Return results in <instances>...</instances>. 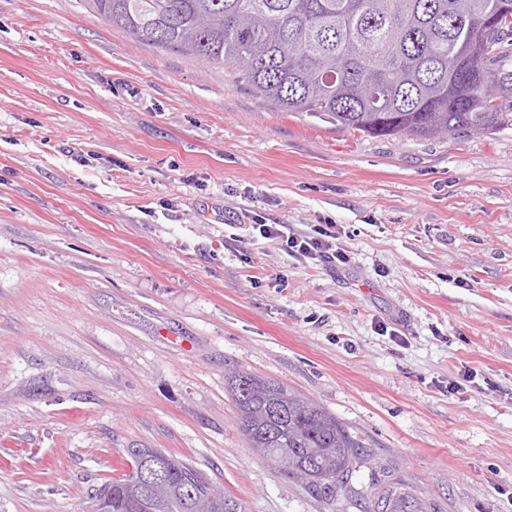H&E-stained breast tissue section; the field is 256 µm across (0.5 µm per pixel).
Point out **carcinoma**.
I'll list each match as a JSON object with an SVG mask.
<instances>
[{"label": "carcinoma", "instance_id": "obj_1", "mask_svg": "<svg viewBox=\"0 0 512 512\" xmlns=\"http://www.w3.org/2000/svg\"><path fill=\"white\" fill-rule=\"evenodd\" d=\"M114 28L162 49L227 64L235 82L287 112L326 119L369 137L427 139L512 127V22L489 29L506 0H84ZM497 87L489 100L484 87ZM229 385L241 432L262 458L289 476L301 448H328L336 478L310 486L327 497L353 471L363 442L319 405L246 372ZM169 465L170 489L128 484L129 474L96 490L112 512H213L241 504L191 464L158 448H130Z\"/></svg>", "mask_w": 512, "mask_h": 512}]
</instances>
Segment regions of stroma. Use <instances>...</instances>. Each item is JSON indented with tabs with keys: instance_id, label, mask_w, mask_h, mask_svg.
Instances as JSON below:
<instances>
[{
	"instance_id": "35a3bbf8",
	"label": "stroma",
	"mask_w": 512,
	"mask_h": 512,
	"mask_svg": "<svg viewBox=\"0 0 512 512\" xmlns=\"http://www.w3.org/2000/svg\"><path fill=\"white\" fill-rule=\"evenodd\" d=\"M341 230L287 255L250 216ZM365 444L334 500L239 429L228 378ZM131 448L246 512H512V129L373 138L255 98L82 0H0V512H90ZM252 222L254 224L249 226L258 229L264 239L276 241L287 254L334 266L348 261L346 250L339 241L341 233L329 219L324 218V224H316L315 235L309 237L291 233L286 224H264L258 214L252 217ZM387 501L386 507L388 508V512H402L399 510H403V505L408 506L410 501H412L414 510L418 512H430L433 510V507L429 502L411 491V488L405 483H394L393 485H390Z\"/></svg>"
}]
</instances>
